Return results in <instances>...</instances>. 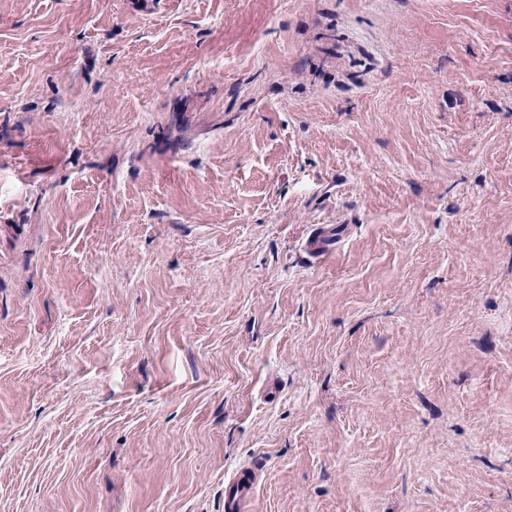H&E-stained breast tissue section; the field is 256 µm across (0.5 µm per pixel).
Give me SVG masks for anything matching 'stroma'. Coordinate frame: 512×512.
Returning <instances> with one entry per match:
<instances>
[{"mask_svg":"<svg viewBox=\"0 0 512 512\" xmlns=\"http://www.w3.org/2000/svg\"><path fill=\"white\" fill-rule=\"evenodd\" d=\"M253 462L512 512V0H0V512Z\"/></svg>","mask_w":512,"mask_h":512,"instance_id":"35a3bbf8","label":"stroma"}]
</instances>
